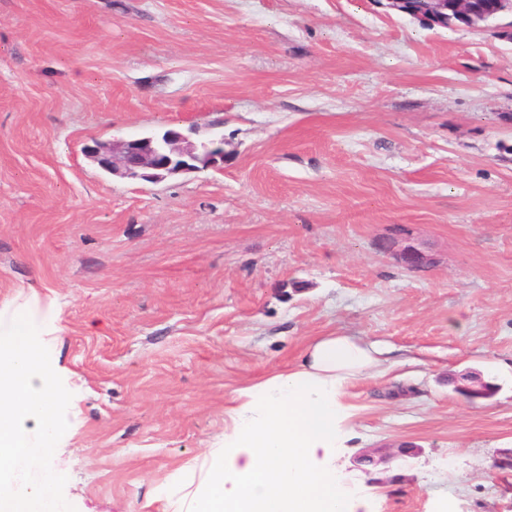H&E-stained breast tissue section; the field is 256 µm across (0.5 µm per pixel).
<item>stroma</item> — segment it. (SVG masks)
<instances>
[{
	"label": "stroma",
	"mask_w": 512,
	"mask_h": 512,
	"mask_svg": "<svg viewBox=\"0 0 512 512\" xmlns=\"http://www.w3.org/2000/svg\"><path fill=\"white\" fill-rule=\"evenodd\" d=\"M218 118L220 171L81 152ZM23 288L64 305L75 512H161L225 400L331 332L404 360L347 390L356 512H512V42L373 0H0V307Z\"/></svg>",
	"instance_id": "stroma-1"
}]
</instances>
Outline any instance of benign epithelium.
Listing matches in <instances>:
<instances>
[{
    "instance_id": "obj_1",
    "label": "benign epithelium",
    "mask_w": 512,
    "mask_h": 512,
    "mask_svg": "<svg viewBox=\"0 0 512 512\" xmlns=\"http://www.w3.org/2000/svg\"><path fill=\"white\" fill-rule=\"evenodd\" d=\"M430 25L463 27L475 30L492 28L494 33L512 32V20L499 19L512 15V0H373ZM84 155L102 170L123 179L157 182L179 174L202 169L224 168V139L208 138L193 142L176 129L160 136L141 138L114 137L92 139L83 146ZM402 265L417 270L430 264V259L413 246L399 250ZM457 391L470 400L483 399L487 382L480 374L469 372L462 377Z\"/></svg>"
}]
</instances>
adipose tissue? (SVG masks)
<instances>
[{"instance_id":"1","label":"adipose tissue","mask_w":512,"mask_h":512,"mask_svg":"<svg viewBox=\"0 0 512 512\" xmlns=\"http://www.w3.org/2000/svg\"><path fill=\"white\" fill-rule=\"evenodd\" d=\"M393 365L359 337L314 338L295 365L237 390L222 438L184 467L196 487L165 512H354L325 461L345 439L346 385Z\"/></svg>"}]
</instances>
